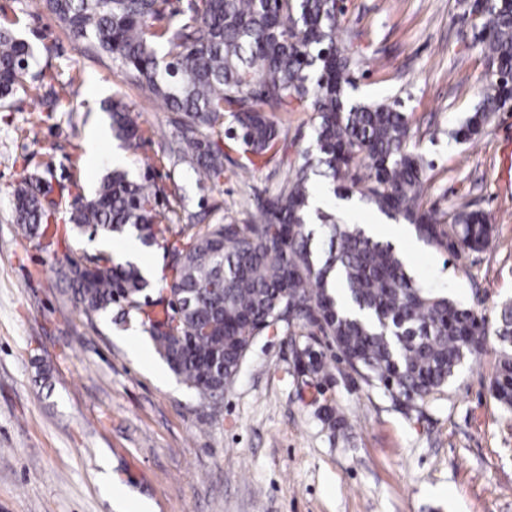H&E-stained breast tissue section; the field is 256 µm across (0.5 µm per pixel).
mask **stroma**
<instances>
[{
  "mask_svg": "<svg viewBox=\"0 0 512 512\" xmlns=\"http://www.w3.org/2000/svg\"><path fill=\"white\" fill-rule=\"evenodd\" d=\"M340 39L359 65L361 101L400 104L433 170L423 205L467 199L494 227L490 246L447 259L401 225L402 260L424 287L488 319L512 300V190L501 176L512 108L467 144L452 130L472 112L487 61L463 0H344ZM0 24L41 49L38 68L73 78L54 112L17 92L0 107V512H512V412L492 397L488 351L412 408L366 386L344 365L329 381L298 379L285 329L253 341L222 407L212 411L163 361L140 320L88 315L38 240L15 224L13 189L27 178L94 191L122 168L160 189L170 210L250 224L245 200L275 190L287 164L217 182L170 162L172 112L110 58L75 42L35 0H0ZM120 95L144 132L128 149L107 138L88 159L90 126L109 123ZM330 405L347 420L330 430Z\"/></svg>",
  "mask_w": 512,
  "mask_h": 512,
  "instance_id": "obj_1",
  "label": "stroma"
}]
</instances>
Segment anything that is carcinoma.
<instances>
[{"label":"carcinoma","instance_id":"carcinoma-1","mask_svg":"<svg viewBox=\"0 0 512 512\" xmlns=\"http://www.w3.org/2000/svg\"><path fill=\"white\" fill-rule=\"evenodd\" d=\"M76 40L108 55L130 80L179 114L170 148L200 181L224 176L235 151L241 170L283 164L286 135L271 112H312V142L289 164L292 174L255 197L258 223L233 221L171 227L159 191L114 169L94 195L60 187L69 197L68 223L80 232H131L144 246L177 258L168 296L151 297L138 265L113 262L89 269L70 255L52 256L74 307L112 309L122 320L145 315L156 352L190 389L221 407L249 351L248 337L294 325L306 363L299 375L332 379L344 363L365 384L407 406L448 384L465 361L486 350V315L422 286L389 243L358 224L316 211L317 178L335 196L360 200L440 252L458 257L487 249L494 232L486 214L463 201L443 214L422 206L433 164L413 142L398 104L352 101L357 61L340 45L344 8L336 0H41ZM477 39L498 75L474 86L478 106L453 132L465 144L496 113L512 106V0H471ZM32 46L0 25V103L21 90L52 112L60 103L56 77L32 72ZM112 135L130 145L143 138L119 99L109 104ZM230 124H225V119ZM51 189L36 180L15 188L14 222L31 238L57 220ZM167 304L163 320L146 308ZM495 336L499 359L490 379L495 400L512 411V302L502 304ZM332 348L327 356L323 345Z\"/></svg>","mask_w":512,"mask_h":512}]
</instances>
